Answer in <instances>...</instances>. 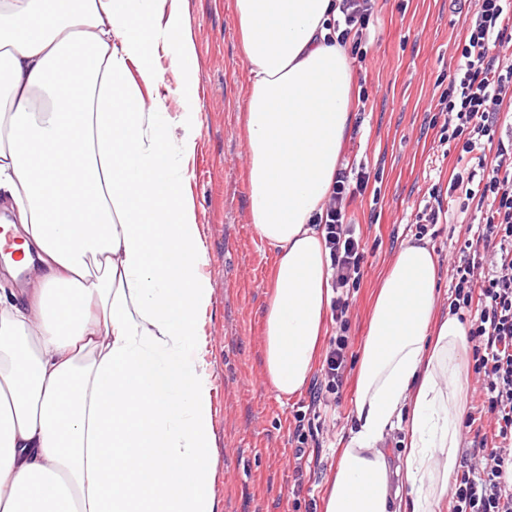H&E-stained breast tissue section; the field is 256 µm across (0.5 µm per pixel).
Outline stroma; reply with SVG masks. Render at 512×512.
I'll use <instances>...</instances> for the list:
<instances>
[{
	"instance_id": "35a3bbf8",
	"label": "stroma",
	"mask_w": 512,
	"mask_h": 512,
	"mask_svg": "<svg viewBox=\"0 0 512 512\" xmlns=\"http://www.w3.org/2000/svg\"><path fill=\"white\" fill-rule=\"evenodd\" d=\"M198 55L201 125L187 185L207 251L203 272L213 288L199 352L215 378L212 422L218 512H324L336 449L354 425L356 369L373 294L402 242L417 236L441 265L468 234L470 215L450 208L418 231L414 222L431 188L447 189L455 147L439 142L433 109L458 58L463 18L450 0H377L367 55L352 65L353 91L367 102L342 158L367 164L369 183L350 214L362 232L364 274L352 292L348 368L340 400L326 408L321 448L295 459L294 415L308 394L278 396L264 381L263 306L275 250L254 232L241 115L247 63L240 51L235 0H187ZM300 494H293L295 475Z\"/></svg>"
}]
</instances>
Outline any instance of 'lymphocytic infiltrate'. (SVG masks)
Wrapping results in <instances>:
<instances>
[{
	"label": "lymphocytic infiltrate",
	"mask_w": 512,
	"mask_h": 512,
	"mask_svg": "<svg viewBox=\"0 0 512 512\" xmlns=\"http://www.w3.org/2000/svg\"><path fill=\"white\" fill-rule=\"evenodd\" d=\"M465 36L448 87L436 105L443 113L439 140L455 143L465 167L448 183L463 192L461 210L476 208L472 237L464 239L451 266L452 313L468 312L474 375L481 380L483 410L495 421V442L468 449L451 487L450 512H512V139L500 132V112L512 99V0H463ZM339 44L363 57L362 35L375 14V0H340ZM495 148L488 156L487 148ZM366 171L339 169L318 226L329 251L331 336L320 374L309 391L306 411L297 412L292 440L297 456L318 445L315 422L321 408L338 401L347 369L351 291L363 276L364 249L348 207L364 193ZM491 272L481 273L483 261Z\"/></svg>",
	"instance_id": "f902f5d3"
}]
</instances>
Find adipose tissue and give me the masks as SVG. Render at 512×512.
<instances>
[{
	"label": "adipose tissue",
	"mask_w": 512,
	"mask_h": 512,
	"mask_svg": "<svg viewBox=\"0 0 512 512\" xmlns=\"http://www.w3.org/2000/svg\"><path fill=\"white\" fill-rule=\"evenodd\" d=\"M248 64L250 213L276 250L264 376L307 385L332 296L315 226L355 120L336 0H235ZM178 75L181 111L157 62ZM183 0H0V223L38 288L0 298V512H217L214 377L193 353L212 288L185 186L200 125ZM180 136H172L169 123ZM438 258L405 240L382 278L324 512H448L468 373L437 316ZM409 435L390 465L385 438Z\"/></svg>",
	"instance_id": "ef3b65f1"
}]
</instances>
